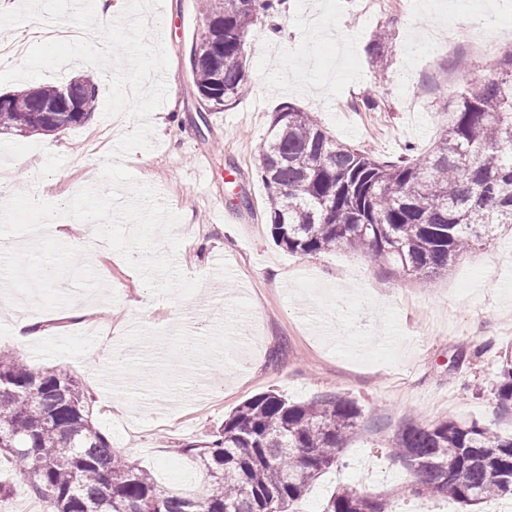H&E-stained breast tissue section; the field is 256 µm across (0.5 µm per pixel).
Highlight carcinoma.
<instances>
[{"instance_id":"carcinoma-1","label":"carcinoma","mask_w":512,"mask_h":512,"mask_svg":"<svg viewBox=\"0 0 512 512\" xmlns=\"http://www.w3.org/2000/svg\"><path fill=\"white\" fill-rule=\"evenodd\" d=\"M283 0H204L218 32L200 34L192 73L207 112L249 93L247 36ZM0 134L25 136L88 122L98 107L92 80L6 93ZM274 114L258 166L269 190L271 235L299 255L346 245L421 280L448 269L496 224H512V51L499 76L455 94L448 127L422 159L384 161L337 140L310 112ZM499 411L512 412V356L496 384ZM361 417L357 402L329 396L297 403L268 391L242 402L209 439L177 449L208 482L186 496L112 448L93 423L80 383L0 353V456L27 477L47 512H291ZM418 478L416 493L465 507L512 497V436L475 421L411 422L391 442ZM322 512H387L376 498L342 488Z\"/></svg>"}]
</instances>
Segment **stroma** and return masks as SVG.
<instances>
[{
	"instance_id": "35a3bbf8",
	"label": "stroma",
	"mask_w": 512,
	"mask_h": 512,
	"mask_svg": "<svg viewBox=\"0 0 512 512\" xmlns=\"http://www.w3.org/2000/svg\"><path fill=\"white\" fill-rule=\"evenodd\" d=\"M287 0L251 28V90L221 112L200 109L189 63L206 20L195 0L150 10V40L169 56L168 98L149 117L155 146L124 163L181 217L176 261L201 278L186 300L152 295L112 249L72 255L54 238L31 239L46 204L88 187L104 154L79 144L84 130L132 131L133 118L96 110L85 127L0 135L10 165L0 184V230L21 242L0 254V281L45 332L22 345L0 311V352L37 368L67 371L85 387L92 418L128 459L168 490L195 495L204 471L180 449L204 440L246 399L270 390L293 402L354 399L362 416L296 512H322L339 488L384 498L388 512H464L448 499L414 493L415 479L392 456L397 431L418 419L475 421L512 435L494 390L512 353V224L495 225L474 252L429 282L385 268L345 246L300 256L277 246L269 191L257 174L273 115L291 104L318 113L336 139L393 159L425 156L448 121L454 93L496 77L512 48V0ZM387 31L383 55L369 51ZM43 182L28 181V168ZM248 205L237 204V196ZM223 203L210 209V200ZM233 225L232 249L224 227ZM223 256L227 275L210 271ZM85 298L87 317L63 313ZM112 366L95 362L104 347Z\"/></svg>"
}]
</instances>
